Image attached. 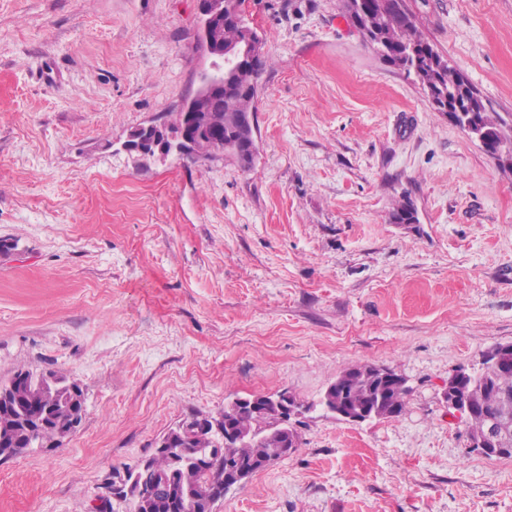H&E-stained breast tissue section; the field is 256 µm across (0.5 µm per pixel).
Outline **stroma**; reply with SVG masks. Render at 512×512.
<instances>
[{"label": "stroma", "instance_id": "stroma-1", "mask_svg": "<svg viewBox=\"0 0 512 512\" xmlns=\"http://www.w3.org/2000/svg\"><path fill=\"white\" fill-rule=\"evenodd\" d=\"M405 3L512 142V0ZM243 10L270 58L248 169L123 147L197 91V0H0V386L85 395L60 447L0 459V512H101L170 428L283 392L300 447L214 512H512V458L471 450L444 398L512 344V162L340 0ZM404 195L417 223L391 219ZM355 364L406 379L402 416L321 407Z\"/></svg>", "mask_w": 512, "mask_h": 512}]
</instances>
